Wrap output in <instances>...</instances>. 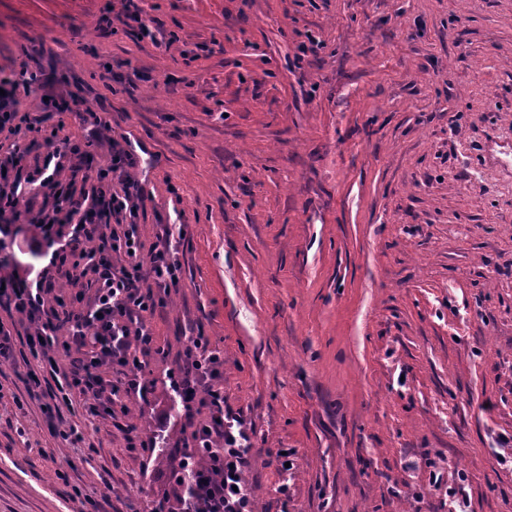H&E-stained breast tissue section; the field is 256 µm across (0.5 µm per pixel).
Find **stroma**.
Returning a JSON list of instances; mask_svg holds the SVG:
<instances>
[{
	"label": "stroma",
	"mask_w": 512,
	"mask_h": 512,
	"mask_svg": "<svg viewBox=\"0 0 512 512\" xmlns=\"http://www.w3.org/2000/svg\"><path fill=\"white\" fill-rule=\"evenodd\" d=\"M107 4L0 0V68L43 75L19 111L107 112L47 124L132 153L141 240L183 225V278L147 319L152 395L76 410L82 442L0 362V512L171 494L185 416L165 373L197 333L253 432L255 512H512V0H142L152 40L101 33ZM47 152L22 176L41 184ZM51 202L28 195L7 256L67 291L28 222ZM73 107L67 101L59 102L55 98H49L48 101L43 100V112H74L78 117L83 120L87 118L85 115H89L94 119V122L100 126L108 128V122L103 120L100 116L97 115V112H83L85 110H81L80 106L84 105L83 100H79L76 98L72 99Z\"/></svg>",
	"instance_id": "1"
}]
</instances>
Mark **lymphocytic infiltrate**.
<instances>
[{
	"label": "lymphocytic infiltrate",
	"mask_w": 512,
	"mask_h": 512,
	"mask_svg": "<svg viewBox=\"0 0 512 512\" xmlns=\"http://www.w3.org/2000/svg\"><path fill=\"white\" fill-rule=\"evenodd\" d=\"M36 73L20 70L0 78V133L43 131L41 119L17 111L19 90H30ZM68 158L71 180L59 179L51 164ZM87 143L62 139L44 158V184L53 189L52 204L32 219L51 248V261L65 269L70 282H86L84 291L56 293L44 273L29 275L0 269V306L24 316L29 329L14 339L0 325V359H10L21 343L33 359L20 379L28 397L39 404L52 434L76 443L82 433L64 416L76 399H85L87 414L115 416L119 393L147 399L152 384L144 375L141 354L153 340L146 318L162 304V292L177 287L182 266L174 256L170 228H163L150 254H143L137 218L140 188L128 175L133 157L115 151L110 163L92 165ZM81 178L90 191L78 194L71 181ZM122 257L114 265L113 257ZM224 356L208 337H190L182 362L167 378L179 397L190 432L180 450L185 477L177 500L179 512H252L253 494L245 474L250 466L251 429L224 407L219 385ZM116 368L120 380L104 379Z\"/></svg>",
	"instance_id": "lymphocytic-infiltrate-1"
}]
</instances>
